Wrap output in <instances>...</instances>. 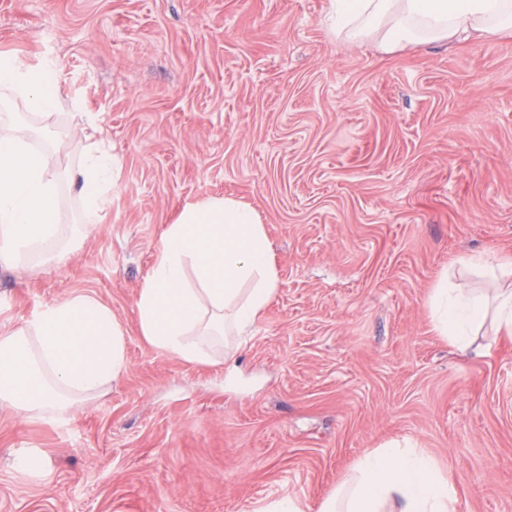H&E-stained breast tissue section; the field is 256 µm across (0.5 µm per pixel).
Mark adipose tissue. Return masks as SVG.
<instances>
[{
    "mask_svg": "<svg viewBox=\"0 0 512 512\" xmlns=\"http://www.w3.org/2000/svg\"><path fill=\"white\" fill-rule=\"evenodd\" d=\"M332 35L382 47L429 45L466 34L512 35V0H329ZM22 101L32 112L61 109L50 69L32 70L0 56V101ZM117 164L87 149L71 178L87 206L102 208ZM57 176L24 131L0 129V262L58 241L65 226L56 205ZM474 273L492 293L442 277L430 297L434 327L465 352L486 322L512 334V261L476 260ZM278 286L263 224L232 198L186 205L168 225L136 306L143 338L191 364H210L243 349ZM127 367L126 337L111 306L70 295L33 314L25 326L0 331V409L58 418L94 400ZM319 512H458L456 491L433 460L410 441L364 456L320 505Z\"/></svg>",
    "mask_w": 512,
    "mask_h": 512,
    "instance_id": "ef3b65f1",
    "label": "adipose tissue"
}]
</instances>
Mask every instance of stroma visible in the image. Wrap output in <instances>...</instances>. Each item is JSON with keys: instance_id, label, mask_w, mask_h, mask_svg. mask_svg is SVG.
<instances>
[{"instance_id": "1", "label": "stroma", "mask_w": 512, "mask_h": 512, "mask_svg": "<svg viewBox=\"0 0 512 512\" xmlns=\"http://www.w3.org/2000/svg\"><path fill=\"white\" fill-rule=\"evenodd\" d=\"M326 9L0 0V55L53 65L71 101L0 119L38 128L52 168L100 139L121 163L98 211L59 180L63 255L0 265V329L87 294L127 356L62 418L0 410V512H318L405 439L459 512H512V335L459 352L428 305L462 261L512 260V36L388 51L331 36ZM224 196L259 214L279 286L234 363L195 365L142 338L136 301L168 224Z\"/></svg>"}]
</instances>
